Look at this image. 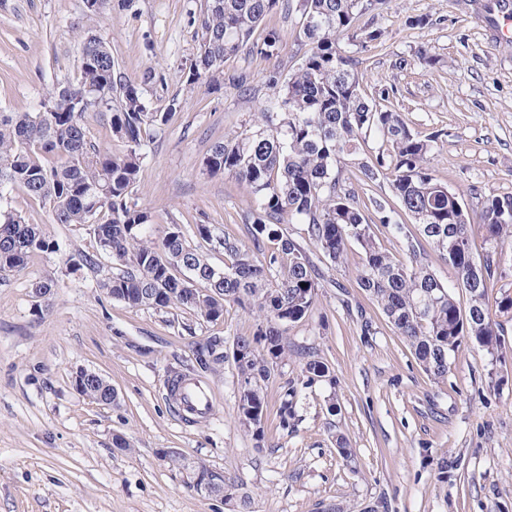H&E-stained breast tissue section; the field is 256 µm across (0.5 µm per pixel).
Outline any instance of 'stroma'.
<instances>
[{"mask_svg":"<svg viewBox=\"0 0 512 512\" xmlns=\"http://www.w3.org/2000/svg\"><path fill=\"white\" fill-rule=\"evenodd\" d=\"M206 4L112 0L101 34L151 106L182 101L143 148L137 199L153 211L156 231L202 219L243 240L248 192L234 177L207 175L201 161L265 110L270 73L285 77L297 66L301 20L273 10L254 38L277 31L276 54L243 52L225 62V75L247 74L248 91L206 81L189 90ZM84 23L83 0H0V110H29L56 80L73 76ZM374 23L382 42L363 53L358 69L368 96L389 90L415 131L440 132L430 165L468 210L482 197L512 193V43L494 42L468 0H389ZM422 53L433 65L420 64ZM12 206L63 250L0 276V512H234V504L189 488L162 457L165 448L223 470L251 494V512H324L338 502L365 512L377 501L387 512H512V321L504 325L505 359L492 361L465 342L447 377L432 379L358 287L360 249L350 246L337 266L302 225H287L321 273L312 312L289 325L288 338L318 352L333 381L302 389L284 430L282 390L299 382L301 363L292 355L280 364L263 388L259 449L236 416L232 359L201 376L216 399L208 418L184 421L166 390L171 376L192 373L198 342L253 335L255 314L230 302L223 320L209 323L175 308L110 300L97 286L102 271L77 262L97 251L85 227L54 223L48 208L19 193ZM48 277L57 287L42 308L32 288ZM81 368L111 380L112 405L73 389ZM117 434L129 451L113 447ZM340 436L353 462L339 456Z\"/></svg>","mask_w":512,"mask_h":512,"instance_id":"35a3bbf8","label":"stroma"}]
</instances>
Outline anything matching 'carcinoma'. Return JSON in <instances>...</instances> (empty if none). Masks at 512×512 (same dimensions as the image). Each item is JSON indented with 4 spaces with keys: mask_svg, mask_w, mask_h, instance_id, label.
Listing matches in <instances>:
<instances>
[{
    "mask_svg": "<svg viewBox=\"0 0 512 512\" xmlns=\"http://www.w3.org/2000/svg\"><path fill=\"white\" fill-rule=\"evenodd\" d=\"M112 0H84L85 26L74 77L53 84L32 112H0V275L24 266L59 243L39 224L8 207L15 191L49 207L57 224H79L93 236L99 255L116 273L99 282L105 296L125 305L176 308L207 322L224 316L234 302L258 313L251 336H238L232 358L238 376L237 418L263 447V384L288 355V325L313 309L320 273L304 247L285 235L283 225L302 224L308 239L334 264L348 247L362 253L357 283L376 301L387 322L407 342L422 370L436 380L448 375L450 359L462 343L476 345L495 360L507 355L501 321L487 305V288L500 271L503 248L512 247V194L490 196L473 215L459 193L429 166L440 134L422 135L404 114L386 104L389 93L370 98L362 89L359 53L381 43L383 31L356 19L381 9L386 0H208L199 19V52L186 85L212 79L224 61L244 49L274 54L279 34L253 40L265 16L279 7L301 15L308 49L283 81L267 77L275 90L276 112L233 138L215 144L202 160L210 176L231 175L252 196L245 224L251 244L214 224H168L153 237L152 212L135 201L144 142L181 108L173 97L150 106L138 85L125 79L97 28ZM107 119L118 152L98 147L88 117ZM381 140L377 154L363 157L368 134ZM370 187L388 176L398 209L382 199L358 194L344 168ZM403 212L410 220L396 219ZM383 226L403 243L397 259L378 242ZM483 233L485 252L471 247L472 228ZM275 243L271 251L264 241ZM454 271L441 279L426 263L424 244ZM224 255V262L210 260ZM212 336L195 351L200 370L224 365L215 357ZM306 383L331 380L326 362L306 347ZM297 386L284 387L279 425L296 417Z\"/></svg>",
    "mask_w": 512,
    "mask_h": 512,
    "instance_id": "cac0c4a2",
    "label": "carcinoma"
}]
</instances>
